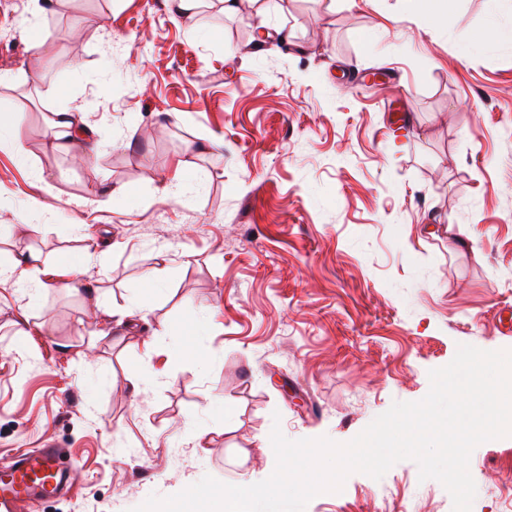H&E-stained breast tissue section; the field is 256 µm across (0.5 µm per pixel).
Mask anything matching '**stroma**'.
<instances>
[{"instance_id":"stroma-1","label":"stroma","mask_w":512,"mask_h":512,"mask_svg":"<svg viewBox=\"0 0 512 512\" xmlns=\"http://www.w3.org/2000/svg\"><path fill=\"white\" fill-rule=\"evenodd\" d=\"M439 2L442 25L416 0H0V109L25 138L0 137V251L96 249L95 304L0 275V460L54 440L75 464L42 512L262 479L273 425L345 443L458 345L512 349V42L469 47L512 0ZM60 111L99 151L51 145ZM469 468L471 512H512V436ZM305 512L453 504L405 460Z\"/></svg>"}]
</instances>
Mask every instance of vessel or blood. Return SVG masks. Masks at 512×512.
Listing matches in <instances>:
<instances>
[{"label":"vessel or blood","mask_w":512,"mask_h":512,"mask_svg":"<svg viewBox=\"0 0 512 512\" xmlns=\"http://www.w3.org/2000/svg\"><path fill=\"white\" fill-rule=\"evenodd\" d=\"M63 448L50 444L0 462V512H40L67 484L72 468Z\"/></svg>","instance_id":"b4317fda"}]
</instances>
